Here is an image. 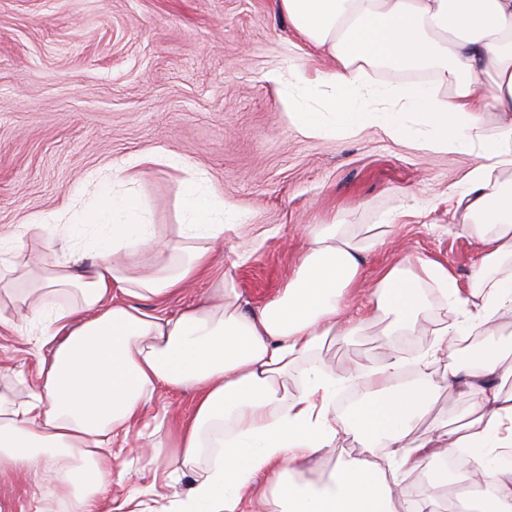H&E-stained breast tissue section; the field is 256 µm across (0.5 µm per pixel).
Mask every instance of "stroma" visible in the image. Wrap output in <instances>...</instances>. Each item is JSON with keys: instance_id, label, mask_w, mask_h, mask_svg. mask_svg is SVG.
I'll list each match as a JSON object with an SVG mask.
<instances>
[{"instance_id": "obj_1", "label": "stroma", "mask_w": 512, "mask_h": 512, "mask_svg": "<svg viewBox=\"0 0 512 512\" xmlns=\"http://www.w3.org/2000/svg\"><path fill=\"white\" fill-rule=\"evenodd\" d=\"M306 48L276 0H0V229L59 207L92 170L163 149L207 170L225 202L248 214L251 259L235 265L225 241L214 261L249 307L291 275L309 224L395 221L392 243L367 254L365 278L406 253L448 266L468 287L480 245L459 232L448 194L465 190L476 157L410 148L376 128L301 135L266 75L288 71ZM141 191L157 223H174L176 172L146 169ZM13 319L15 329L0 332V392L19 403L39 361L35 326ZM384 328L369 322L325 345L327 367L345 376L384 360L398 342ZM429 385L437 400L416 438L456 426L465 406L448 393L444 364ZM32 483L0 480V512H47Z\"/></svg>"}]
</instances>
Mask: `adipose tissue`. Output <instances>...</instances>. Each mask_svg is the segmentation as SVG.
I'll use <instances>...</instances> for the list:
<instances>
[{
    "mask_svg": "<svg viewBox=\"0 0 512 512\" xmlns=\"http://www.w3.org/2000/svg\"><path fill=\"white\" fill-rule=\"evenodd\" d=\"M293 28L334 66L309 73L303 55L288 74L269 73L291 125L307 137H333L376 127L403 145L437 151L470 149L481 159L463 193H449L462 232L481 247L468 290L447 266L402 258L365 281V253L389 240L393 227L359 234L345 224H312L288 281L246 309L230 272L216 276L208 297L176 313L142 308L145 300L181 294L211 271L217 244L237 237L238 263L253 255L242 229L248 217L227 204L208 173L181 156L151 151L91 171L55 210L0 230V291L36 321L37 349H49L39 385L16 405L0 393V479L37 474L35 488L59 512H431L395 476L422 463L447 472L468 463L469 485H485L481 512H512V351L499 342L512 320V273L492 276L512 257V0H278ZM390 66L429 74L426 83L382 82ZM446 86L448 97L436 89ZM496 117L497 139L485 134ZM144 165L180 172L176 224L164 233L140 192ZM33 229L45 232L49 260L12 287L9 257ZM367 294L362 318L345 315L353 290ZM456 311L438 323L441 308ZM391 319L402 336L433 332L418 378L403 381L407 360L391 352L354 374L364 390L336 408L343 377L319 353L336 337L356 335L364 321ZM485 338L468 365L449 361V390L467 394L466 421L409 436L435 400L428 384L441 355L461 336ZM192 392L191 417L176 427L150 413L162 389ZM166 431L138 451L141 480L108 463L130 446L134 429ZM348 442L358 453L323 485L300 478L315 456ZM383 456L386 467L372 460ZM193 475L184 495L166 496L181 470Z\"/></svg>",
    "mask_w": 512,
    "mask_h": 512,
    "instance_id": "ef3b65f1",
    "label": "adipose tissue"
}]
</instances>
